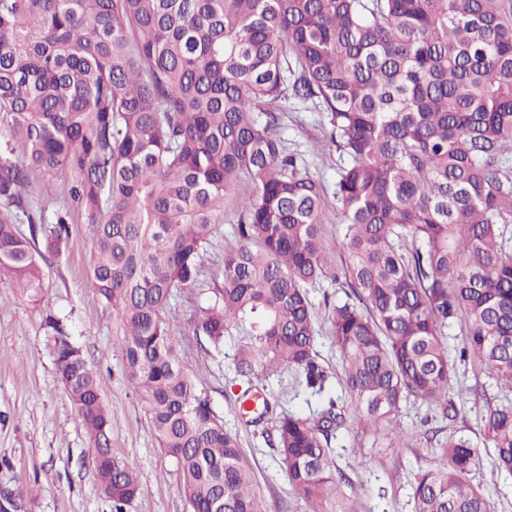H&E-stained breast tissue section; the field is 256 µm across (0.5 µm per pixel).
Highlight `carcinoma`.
Wrapping results in <instances>:
<instances>
[{
  "label": "carcinoma",
  "mask_w": 512,
  "mask_h": 512,
  "mask_svg": "<svg viewBox=\"0 0 512 512\" xmlns=\"http://www.w3.org/2000/svg\"><path fill=\"white\" fill-rule=\"evenodd\" d=\"M290 97L316 102L349 159L333 191L338 258L321 238L326 188L277 131ZM242 179L257 192L240 244L189 324L216 349L251 336L235 363L247 381L287 366L321 393L309 288L344 279L327 316L341 395L311 417L265 399L253 423L275 417L279 466L309 512H350L325 508L343 479L334 431L392 432L410 399L450 417L469 359L512 388V0H0V273L36 297L39 251L17 225L56 255L75 217L92 227L93 288L190 512H270L169 317ZM43 326L124 512L140 484L112 455L117 416L68 325L49 311ZM483 440L512 474V402L488 408ZM478 461L471 437L449 436L414 476V512H494L468 479Z\"/></svg>",
  "instance_id": "carcinoma-1"
}]
</instances>
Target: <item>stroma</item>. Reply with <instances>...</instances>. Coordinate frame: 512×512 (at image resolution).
<instances>
[{"label": "stroma", "mask_w": 512, "mask_h": 512, "mask_svg": "<svg viewBox=\"0 0 512 512\" xmlns=\"http://www.w3.org/2000/svg\"><path fill=\"white\" fill-rule=\"evenodd\" d=\"M279 135L288 152L304 158L311 176L333 188L343 159L334 146L326 145L325 119L314 103L289 101ZM255 192L251 181H242L234 199L226 203L224 222L208 248L200 281L174 301L170 315L182 325L179 347L185 367L225 429L237 437L270 512H307L268 441L272 421L255 425L240 414L238 397L247 380L237 374L235 357L248 344V336L232 332L222 347L205 351L202 337L186 325L196 309L211 304V289L222 279L224 251L237 243L233 227ZM92 264V228L78 220L69 228L62 254L42 262L44 287L39 299L22 294L8 276H0V493L22 494L19 512H113L111 499L97 482L94 450L45 345L42 311L48 307L67 321L102 382L108 407L118 415L112 452L137 472L141 485L124 512H188L177 466L158 447L145 410L122 374V346L114 334L111 311L92 288ZM343 297L341 284L328 279L310 290L318 361L328 374L323 393L308 389L302 374L287 367L256 382V390L282 409L314 414L327 396L339 394L341 364L326 315L329 305ZM487 410L485 401L470 397L456 419L436 422L428 420L425 405L410 400L397 415V436L338 429L331 446L349 478L341 487L342 502L352 512H414V474L433 464L437 448L456 431L482 442ZM470 479L484 489L495 512H512V476L498 469L492 452L481 451Z\"/></svg>", "instance_id": "obj_1"}]
</instances>
